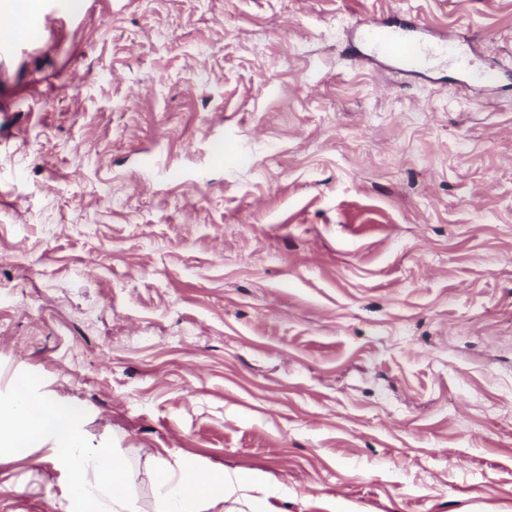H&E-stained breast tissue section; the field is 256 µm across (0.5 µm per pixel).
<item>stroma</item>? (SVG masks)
I'll return each mask as SVG.
<instances>
[{
  "instance_id": "35a3bbf8",
  "label": "stroma",
  "mask_w": 512,
  "mask_h": 512,
  "mask_svg": "<svg viewBox=\"0 0 512 512\" xmlns=\"http://www.w3.org/2000/svg\"><path fill=\"white\" fill-rule=\"evenodd\" d=\"M54 2L0 52V399L78 406L142 512L177 457L273 512H512V0ZM82 509L0 453V512ZM367 30L375 39L380 51L396 54L402 65L410 71H416L430 61L431 53L419 44L397 46L392 37L381 32L380 25L376 21L367 23Z\"/></svg>"
}]
</instances>
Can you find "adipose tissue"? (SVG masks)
<instances>
[{
	"mask_svg": "<svg viewBox=\"0 0 512 512\" xmlns=\"http://www.w3.org/2000/svg\"><path fill=\"white\" fill-rule=\"evenodd\" d=\"M81 411L31 394L27 385L16 386L10 400L0 402V449L26 457L31 449L50 446L70 474L74 494L84 512H140L128 490L122 460L108 449L90 450L79 430ZM238 484L226 472L200 478L187 458L162 465L155 472L153 512H213Z\"/></svg>",
	"mask_w": 512,
	"mask_h": 512,
	"instance_id": "ef3b65f1",
	"label": "adipose tissue"
}]
</instances>
